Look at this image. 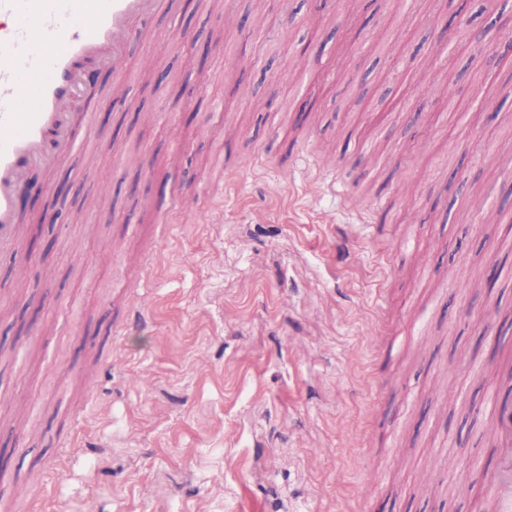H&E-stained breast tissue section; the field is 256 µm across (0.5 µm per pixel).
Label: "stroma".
I'll return each instance as SVG.
<instances>
[{
  "label": "stroma",
  "mask_w": 512,
  "mask_h": 512,
  "mask_svg": "<svg viewBox=\"0 0 512 512\" xmlns=\"http://www.w3.org/2000/svg\"><path fill=\"white\" fill-rule=\"evenodd\" d=\"M461 2L163 0L164 44L133 38L121 98L110 71L87 85L90 154L29 172L41 197L19 253L0 254L15 438L0 498L490 512L482 432L512 366V224L466 199L512 213V60L454 41L448 82L423 92L437 19ZM322 150L339 167H319ZM179 195L192 211L173 210ZM138 280L149 325L107 339ZM461 357L469 374L448 369ZM71 435L83 450L65 458Z\"/></svg>",
  "instance_id": "1"
}]
</instances>
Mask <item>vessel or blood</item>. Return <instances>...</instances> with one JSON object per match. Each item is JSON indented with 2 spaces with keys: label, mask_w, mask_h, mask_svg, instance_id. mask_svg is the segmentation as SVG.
<instances>
[{
  "label": "vessel or blood",
  "mask_w": 512,
  "mask_h": 512,
  "mask_svg": "<svg viewBox=\"0 0 512 512\" xmlns=\"http://www.w3.org/2000/svg\"><path fill=\"white\" fill-rule=\"evenodd\" d=\"M161 0H0V252L21 242L17 200L30 169L52 171L84 151L73 108L89 62L128 73V48ZM498 467L490 472L491 512H512V408L497 406L491 425Z\"/></svg>",
  "instance_id": "vessel-or-blood-1"
}]
</instances>
